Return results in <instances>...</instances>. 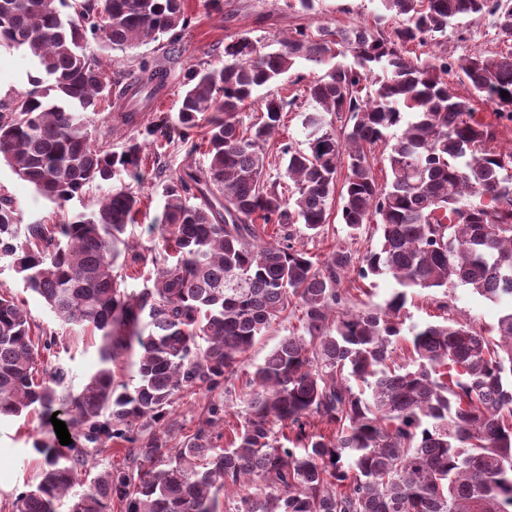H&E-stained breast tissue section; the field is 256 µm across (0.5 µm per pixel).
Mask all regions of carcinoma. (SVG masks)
Wrapping results in <instances>:
<instances>
[{"label": "carcinoma", "mask_w": 512, "mask_h": 512, "mask_svg": "<svg viewBox=\"0 0 512 512\" xmlns=\"http://www.w3.org/2000/svg\"><path fill=\"white\" fill-rule=\"evenodd\" d=\"M184 2L73 0L64 17L56 0H0V47L36 69L31 88L0 103V164L60 206L90 185L103 190L94 208L53 225H21L0 196V257L58 321L100 336L102 364L78 392L61 366L36 378L37 358L56 355L59 341L1 288L0 420L55 413L84 442L123 448L128 466L97 476L71 512H224L223 497L235 512H512V149L498 145V127L512 121V0H380L407 21L392 37L322 27L263 52L242 35L224 45V65L192 71L176 118L143 128L140 113L119 112L122 149L95 145L102 102L149 100L166 73L143 62L135 77L109 75L87 55L88 36L113 48L166 36L173 47ZM480 13L496 17L511 47L458 68L493 122L448 87V56L404 54ZM299 59L325 70L305 89L304 147H282L292 182L282 192L265 179L264 145L297 97L266 95L249 126L240 114ZM345 113L352 125L339 132L333 118ZM202 120L200 144L192 131ZM175 135L190 155L205 147L206 164L165 185L154 224L164 249L151 284L129 292L115 264L141 199L115 181L143 179V144L157 151ZM379 147L383 184L369 160ZM343 163L341 221L351 234L373 222L381 241L358 261L346 245L320 260L300 239L328 223ZM268 224L280 227L272 241L261 234ZM348 271L392 280L385 305L342 312ZM458 285L505 304L499 340L466 319L403 327L414 290ZM293 301L304 334L282 337L248 373L246 412L223 447L222 394ZM403 344L409 362L398 365ZM134 349L130 385L111 364ZM184 391L219 397L174 447L181 428L169 407ZM33 449L44 467L12 512H58L87 452L38 439Z\"/></svg>", "instance_id": "cac0c4a2"}]
</instances>
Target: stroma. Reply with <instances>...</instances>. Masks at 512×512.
Listing matches in <instances>:
<instances>
[{"label": "stroma", "mask_w": 512, "mask_h": 512, "mask_svg": "<svg viewBox=\"0 0 512 512\" xmlns=\"http://www.w3.org/2000/svg\"><path fill=\"white\" fill-rule=\"evenodd\" d=\"M185 8L187 27L179 41L181 52L177 57L168 55L167 42L163 39L132 49H114L99 38L89 40L88 55L107 71L120 70L132 74L143 61L168 71L165 88L153 100L147 102L140 98L114 97L110 100V112L137 110L146 126L158 116H176L192 70L222 65L225 44L243 34L270 52L278 50L281 37L299 28L314 33L322 27L358 26L387 34L403 23L402 18L386 13L380 0H315L313 10L307 12L289 5L288 0H221L213 9L204 8L203 0H186ZM502 48L496 36L494 17L481 14L452 22L440 48L414 42L407 45L406 51L408 56L424 60L440 52L456 62L477 52L492 54ZM34 72V67L23 52L1 47L0 97L7 99L27 89ZM319 73L318 66L302 60L275 85L282 94L297 95L299 101L293 111L284 113L278 134L265 146L269 160L265 175L267 181L278 183L285 179L284 165L280 160L282 146L290 142L298 147L304 141L302 121L312 106L303 99L302 92L305 85ZM202 160L199 154L188 156L186 146L175 140L151 166L143 183L136 188L141 197L140 212L136 223L127 229L130 247L123 250L117 260L118 272L134 267L145 272L151 270V258L161 246L152 225L162 211V187L171 175L181 172L191 162L199 163ZM4 194L14 199L22 223L59 224L71 219L75 213L93 208L101 191L94 186L87 187L80 197L74 198L61 210L33 186L18 179L9 167L0 165V195ZM380 236V228L373 223L363 225L358 234L349 235L341 221L339 208L334 205L330 208L328 224L317 237L306 239L304 245L309 252L322 259L336 245L345 243L360 257L378 246ZM0 286L10 289L25 304L34 324L56 333L63 344L53 362L37 363V372H44L50 364L65 367L69 371L73 391H80L99 366V337L56 320L41 298L24 288L20 275L7 257L0 258ZM342 286L350 292L345 309L355 312L383 306L394 284L387 278L362 280L351 273L344 277ZM501 309V304L485 300L467 287L458 286L447 290H425L410 296L402 311V318L405 325L411 326L440 323L465 315L477 329L486 330L496 326ZM300 330L297 308H288L279 322L248 353L241 373L233 379L235 392L224 397L228 420L238 421L246 410L241 389L245 385L247 372L263 362L282 336ZM41 429L42 420L34 414L0 423V512H11L16 494L24 489L27 482L33 481L43 465L41 457L32 450V443L40 438Z\"/></svg>", "instance_id": "35a3bbf8"}]
</instances>
